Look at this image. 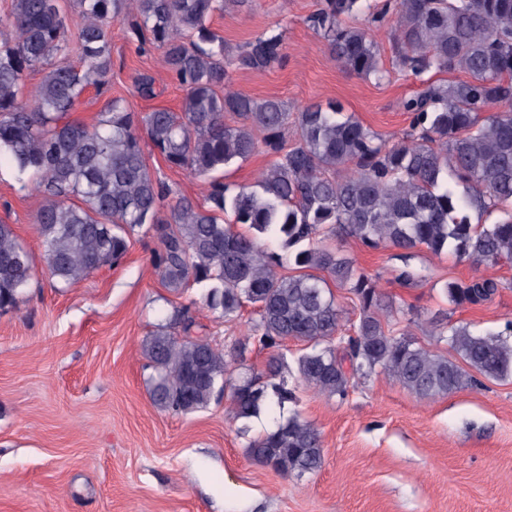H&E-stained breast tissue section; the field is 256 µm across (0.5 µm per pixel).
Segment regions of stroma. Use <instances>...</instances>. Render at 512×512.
<instances>
[{"mask_svg":"<svg viewBox=\"0 0 512 512\" xmlns=\"http://www.w3.org/2000/svg\"><path fill=\"white\" fill-rule=\"evenodd\" d=\"M316 7L317 0H245L214 15L210 27L230 50L271 29L285 37L280 65L230 71L228 89L281 99L292 112L337 101L374 131L397 136L410 123L402 100L424 82L462 78L403 70L387 23H368L362 11L352 22L366 27L389 75L378 82L348 74L307 26ZM111 44L108 95L126 98L137 112L179 111L184 93L168 79L160 50L141 52L120 22ZM138 71L155 76V98L134 94ZM144 154L174 194L201 199L200 179L169 168L152 148ZM41 204L38 192L21 189L12 167L0 165V222L12 224L35 258L17 307L0 311V512H512L511 377L431 399L384 374L344 400L296 384L295 408L319 431L324 464L282 475L247 454L278 412L238 419L224 397L189 415L162 411L150 397L153 370L141 348L185 305L217 346L247 334L253 309L227 322L198 308L200 289L164 288L151 262L159 243L146 231L132 237L119 262L57 287L34 222ZM344 250L379 275L383 292L423 317L444 313L492 331L512 320V263L475 268L423 249L372 250L352 239ZM405 267L421 270L422 281L402 287L395 275ZM472 276L500 281L491 301L453 308L442 300L440 283Z\"/></svg>","mask_w":512,"mask_h":512,"instance_id":"obj_1","label":"stroma"}]
</instances>
